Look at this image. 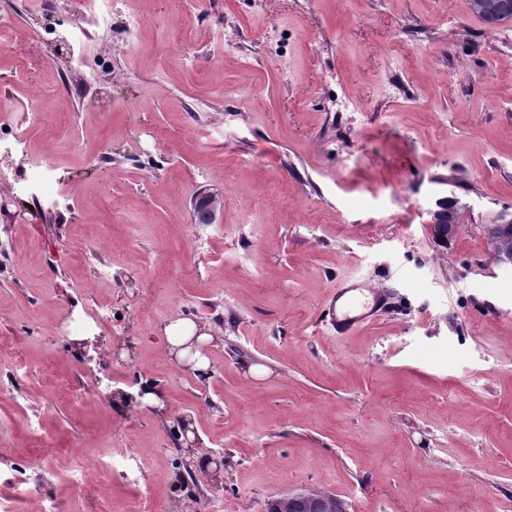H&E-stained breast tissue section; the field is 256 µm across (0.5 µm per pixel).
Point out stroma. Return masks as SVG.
<instances>
[{
  "instance_id": "1",
  "label": "stroma",
  "mask_w": 512,
  "mask_h": 512,
  "mask_svg": "<svg viewBox=\"0 0 512 512\" xmlns=\"http://www.w3.org/2000/svg\"><path fill=\"white\" fill-rule=\"evenodd\" d=\"M112 18L103 37L79 0H0V142L23 147L0 151L12 512L45 494L122 512L108 459L159 512H262L305 485L350 512H512V268L480 231L512 211V22L467 0H112ZM35 166L57 194L40 207ZM202 187L220 225L192 221ZM449 195L471 209L442 248L420 212ZM346 283L392 299L340 336L324 311ZM181 318L215 337L209 378L167 354ZM139 387L163 411L115 397ZM485 1H490V2L503 1V2H499L497 4L498 5L507 4L508 8H509V13L511 14V10H512L511 2L504 1V0H485ZM498 5H491L490 3H481V2L474 3V8L483 15L484 24L488 28L493 29L501 24H504L505 22L512 20L511 16H506L503 18V20L500 21V19L502 17V13L500 10V6H498ZM191 212L194 223H201L198 216L204 214V224H218L224 212V194L221 191L200 189L192 199Z\"/></svg>"
}]
</instances>
